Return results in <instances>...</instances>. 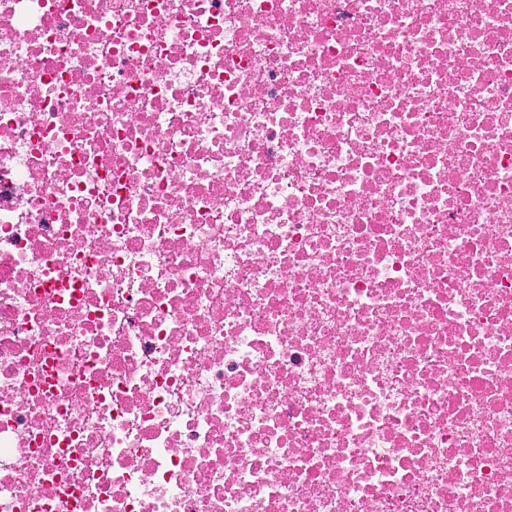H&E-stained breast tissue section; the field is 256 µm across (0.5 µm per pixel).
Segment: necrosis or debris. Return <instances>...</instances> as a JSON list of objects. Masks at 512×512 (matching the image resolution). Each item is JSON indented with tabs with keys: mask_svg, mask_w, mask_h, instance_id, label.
I'll return each instance as SVG.
<instances>
[{
	"mask_svg": "<svg viewBox=\"0 0 512 512\" xmlns=\"http://www.w3.org/2000/svg\"><path fill=\"white\" fill-rule=\"evenodd\" d=\"M0 512H512V0H0Z\"/></svg>",
	"mask_w": 512,
	"mask_h": 512,
	"instance_id": "1",
	"label": "necrosis or debris"
}]
</instances>
